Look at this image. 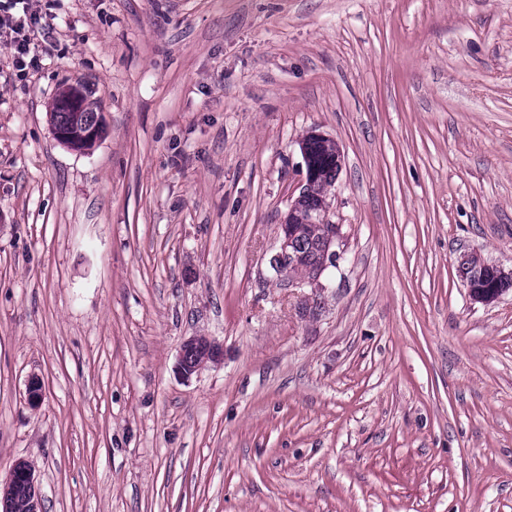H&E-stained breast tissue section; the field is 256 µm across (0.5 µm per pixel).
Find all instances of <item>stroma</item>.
Segmentation results:
<instances>
[{
	"instance_id": "stroma-1",
	"label": "stroma",
	"mask_w": 512,
	"mask_h": 512,
	"mask_svg": "<svg viewBox=\"0 0 512 512\" xmlns=\"http://www.w3.org/2000/svg\"><path fill=\"white\" fill-rule=\"evenodd\" d=\"M37 7L36 72L0 42V476L43 512H512V290L456 274L512 268V0ZM313 130L315 286L269 268ZM194 336L224 359L185 376ZM81 92V97L79 94V88L74 86H68L63 88L58 96L57 101L61 106L57 105V101L55 99L54 104H52V109L50 112L51 124L54 127H58L64 130H58L56 132V136L58 140L64 142L65 144L76 147L80 142H78L73 134L67 132L65 130H73L75 131V127L81 129L82 125H92L85 129L84 132L80 133V139L84 142H96L99 138L100 127L103 124V120L96 117L99 115V112L96 111V106H94L93 102H90L87 95ZM81 102L84 103V107L80 112L70 110L68 108H76L80 105ZM96 119V121H95ZM72 141L75 144L71 143ZM474 261H477L483 271L481 283L475 282L469 274H466V271L472 267ZM457 269L459 279L467 288L470 297L475 301L483 303L497 300L505 292L504 288H500L501 284L512 282V269L510 273H507L500 266L488 262L474 252H466L461 255ZM26 460L18 459L14 462L8 476L5 480H0V505L4 506V512H8V503L11 501L13 493L20 486H24L29 490V512H41L40 493L37 483V475L32 464L28 467ZM26 498L21 495L17 498L12 507V512H28Z\"/></svg>"
}]
</instances>
